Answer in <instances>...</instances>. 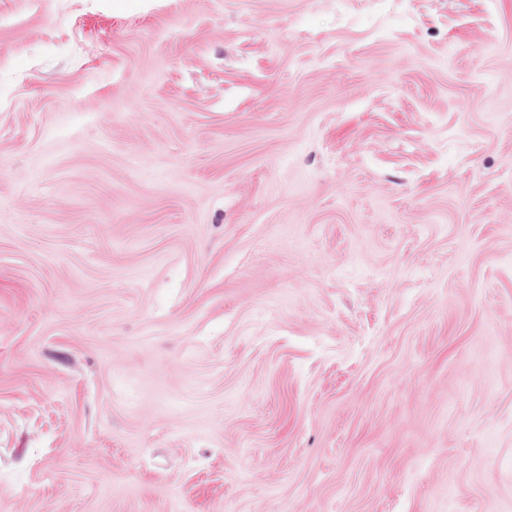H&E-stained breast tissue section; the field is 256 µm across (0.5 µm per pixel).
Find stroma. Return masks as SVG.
Wrapping results in <instances>:
<instances>
[{
    "mask_svg": "<svg viewBox=\"0 0 512 512\" xmlns=\"http://www.w3.org/2000/svg\"><path fill=\"white\" fill-rule=\"evenodd\" d=\"M0 512H512V0H0Z\"/></svg>",
    "mask_w": 512,
    "mask_h": 512,
    "instance_id": "1",
    "label": "stroma"
}]
</instances>
